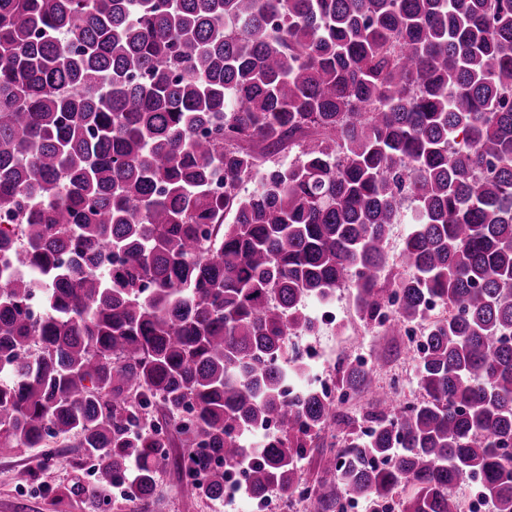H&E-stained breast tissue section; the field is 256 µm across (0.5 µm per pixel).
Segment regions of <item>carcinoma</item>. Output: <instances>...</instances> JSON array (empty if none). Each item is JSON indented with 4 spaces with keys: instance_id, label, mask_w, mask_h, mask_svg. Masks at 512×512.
<instances>
[{
    "instance_id": "obj_1",
    "label": "carcinoma",
    "mask_w": 512,
    "mask_h": 512,
    "mask_svg": "<svg viewBox=\"0 0 512 512\" xmlns=\"http://www.w3.org/2000/svg\"><path fill=\"white\" fill-rule=\"evenodd\" d=\"M249 141L299 153L244 194ZM0 211L41 277L0 275V446L75 440L94 480L64 494L147 501L170 425L212 501L240 471L255 502L465 512L477 477L512 512V0H0ZM338 288L421 327L423 395L376 397L324 455L336 489L302 487L352 419L288 336ZM373 390L347 365L342 395ZM412 208L413 205H411L409 202L405 203L404 210L401 216V223L393 224L389 234L388 248L391 257L390 265L392 264V262L394 263V265H391L390 267L392 275L402 272V268L398 265L399 254L403 248L404 241L412 228V224H409ZM347 431L346 429L343 430L336 425H332L321 433V438L316 441V445L319 446V449L312 450L300 463L298 478L302 485L332 484L331 476L322 467L321 450L330 448L331 443L335 444L333 448H339L346 437L345 433Z\"/></svg>"
}]
</instances>
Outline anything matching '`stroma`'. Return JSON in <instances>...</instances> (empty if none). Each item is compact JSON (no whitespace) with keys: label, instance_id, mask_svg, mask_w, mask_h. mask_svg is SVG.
Instances as JSON below:
<instances>
[{"label":"stroma","instance_id":"35a3bbf8","mask_svg":"<svg viewBox=\"0 0 512 512\" xmlns=\"http://www.w3.org/2000/svg\"><path fill=\"white\" fill-rule=\"evenodd\" d=\"M336 319L320 320L314 335H296L288 343L296 347L309 344L319 353L313 363L315 375L338 385L350 363L367 362L378 384L384 390H396L400 399L413 401L421 393L417 386L415 351L404 339L385 336L378 324L359 320L355 312L353 289H337L333 299ZM170 463L159 474L153 496L147 504L137 505L117 495H109L104 512H251L248 500L234 506H223L195 494L189 480L179 467L184 452L183 438L177 432L169 434ZM343 429L332 426L322 432L318 447L302 460L298 478L305 485L331 483V476L322 467L323 449L342 445ZM92 462L79 448L60 449L52 464H45L39 448H0V512H90L85 501L70 496L58 501L61 489L74 481H90ZM30 473L32 482L18 479L20 472Z\"/></svg>","mask_w":512,"mask_h":512}]
</instances>
